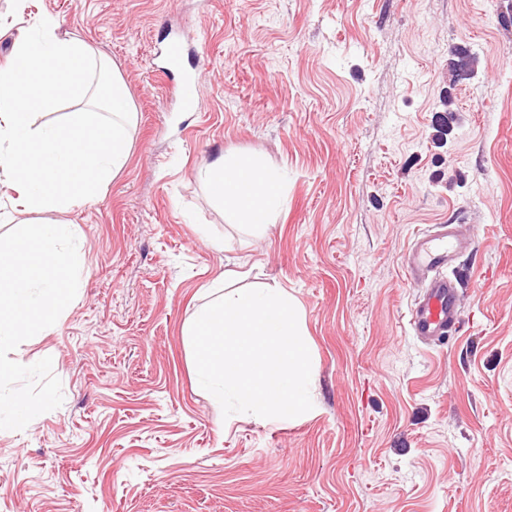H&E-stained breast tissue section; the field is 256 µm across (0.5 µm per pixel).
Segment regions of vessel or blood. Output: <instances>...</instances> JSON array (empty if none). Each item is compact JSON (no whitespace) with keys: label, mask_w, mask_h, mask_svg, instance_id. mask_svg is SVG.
<instances>
[{"label":"vessel or blood","mask_w":512,"mask_h":512,"mask_svg":"<svg viewBox=\"0 0 512 512\" xmlns=\"http://www.w3.org/2000/svg\"><path fill=\"white\" fill-rule=\"evenodd\" d=\"M471 246V239L454 224L425 230L412 245L407 273L422 282L423 291L410 312L409 323L420 339L436 341L455 335L461 319L460 292L446 269Z\"/></svg>","instance_id":"b4317fda"}]
</instances>
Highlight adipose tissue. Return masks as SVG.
Wrapping results in <instances>:
<instances>
[{
	"label": "adipose tissue",
	"mask_w": 512,
	"mask_h": 512,
	"mask_svg": "<svg viewBox=\"0 0 512 512\" xmlns=\"http://www.w3.org/2000/svg\"><path fill=\"white\" fill-rule=\"evenodd\" d=\"M214 200L224 205L238 223L264 229L283 195L281 177L255 159L221 157L201 171Z\"/></svg>",
	"instance_id": "1"
}]
</instances>
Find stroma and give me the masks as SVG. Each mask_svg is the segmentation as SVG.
I'll use <instances>...</instances> for the list:
<instances>
[{
	"mask_svg": "<svg viewBox=\"0 0 512 512\" xmlns=\"http://www.w3.org/2000/svg\"><path fill=\"white\" fill-rule=\"evenodd\" d=\"M503 0H0V66L52 15L104 54L136 112L96 202L17 222L76 225L81 284L13 360L48 357L63 403L0 430V512H512V27ZM186 107L155 70L173 31ZM475 76L448 88L451 50ZM224 155L283 180L272 224H233L198 172ZM472 248L456 338L413 336L417 235ZM298 303L313 407L224 416L193 373L203 290Z\"/></svg>",
	"mask_w": 512,
	"mask_h": 512,
	"instance_id": "35a3bbf8",
	"label": "stroma"
}]
</instances>
